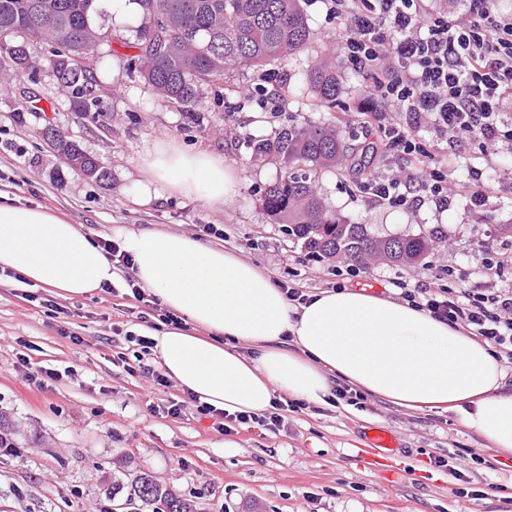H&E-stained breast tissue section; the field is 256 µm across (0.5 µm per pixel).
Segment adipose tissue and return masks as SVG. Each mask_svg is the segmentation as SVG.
Instances as JSON below:
<instances>
[{"instance_id": "ef3b65f1", "label": "adipose tissue", "mask_w": 512, "mask_h": 512, "mask_svg": "<svg viewBox=\"0 0 512 512\" xmlns=\"http://www.w3.org/2000/svg\"><path fill=\"white\" fill-rule=\"evenodd\" d=\"M238 176L223 154L161 139L146 149L135 203L178 194L224 205ZM139 286L183 324L154 333L168 376L228 413L268 411L276 397L323 404L342 381L415 411H453L487 447L512 452V386L487 344L408 302L342 287L289 302L242 256L179 231L118 233ZM0 268L62 297L114 282L90 233L39 206L0 203Z\"/></svg>"}]
</instances>
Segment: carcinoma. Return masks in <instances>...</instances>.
<instances>
[{
  "mask_svg": "<svg viewBox=\"0 0 512 512\" xmlns=\"http://www.w3.org/2000/svg\"><path fill=\"white\" fill-rule=\"evenodd\" d=\"M141 22L128 38L112 28L105 0H0V58L13 71L34 68L30 47L41 45L59 59L56 78L67 89L69 108L81 115L99 112L92 62L98 48L117 41L137 53L126 56L166 107L193 112L200 87L220 90L242 69L282 66L303 52L310 40L304 0H137ZM320 105H336L340 93L336 60L328 52L305 73ZM65 164L95 182L110 178L98 157L63 137L45 132ZM251 160L274 159L282 174L268 185L262 205L276 224L314 256L344 257L362 263L377 258L381 238L367 225L341 218L318 193L310 172L350 167L366 171L371 146L350 143L335 122H294L273 135L248 143ZM433 233L389 237L388 261L415 263L430 251ZM125 493L126 512H194L192 504L147 474L124 485L112 482V497Z\"/></svg>",
  "mask_w": 512,
  "mask_h": 512,
  "instance_id": "carcinoma-1",
  "label": "carcinoma"
}]
</instances>
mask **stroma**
Returning a JSON list of instances; mask_svg holds the SVG:
<instances>
[{"instance_id": "35a3bbf8", "label": "stroma", "mask_w": 512, "mask_h": 512, "mask_svg": "<svg viewBox=\"0 0 512 512\" xmlns=\"http://www.w3.org/2000/svg\"><path fill=\"white\" fill-rule=\"evenodd\" d=\"M327 0H306L311 40L307 51L276 69L277 111L255 95L259 79L246 71L226 80L221 92L202 88L194 115L163 106L151 87L131 74L118 56L103 57L95 71L100 114L91 119L71 112L51 72L47 52L35 48V70L0 89V201L41 205L69 223L82 225L97 241L116 229L184 231L203 243L239 252L275 282L316 293L339 286H365L395 297L397 281L428 282L439 266L454 272L461 288H480L487 258L512 253V189L503 174L512 171V151L484 159L465 151L448 158L455 190L445 206L418 209L376 205L363 198L352 172L316 175L319 193L344 219L369 224L382 237L434 231L433 250L415 265L369 262L357 275L347 260L315 258L274 223L261 205L265 188L280 175L278 165L249 161V139L272 135L292 120H337L365 136L359 110L365 101L363 77L337 68L342 86L335 108L319 106L302 81L324 47L332 22ZM38 98V112L21 113L25 96ZM57 127L111 172L96 183L70 170L42 135ZM171 138L187 149L211 147L236 167L239 184L225 205L206 208L181 197L139 206L130 192L137 162L156 140ZM483 172L488 196L475 212L465 194L471 169ZM133 271L122 268L113 289L95 297L64 298L40 285L0 277V416L14 421V436L25 461L0 454V512H93L109 502L113 479L146 473L192 500L196 512H512V454L484 447L448 412H415L369 396L365 405L308 404L284 414L279 431L255 423L221 433L210 417L175 383L164 386L126 367L145 360L162 369L160 357L141 356L128 335L158 324L155 309L136 300L125 284ZM37 294L30 302L25 292ZM53 299L54 309L42 307ZM125 355L126 364L116 361ZM27 356L28 367L17 364ZM62 371L43 390L30 376L40 368ZM186 401L180 416L155 413L168 399ZM383 426L400 446L381 458L366 443L369 427ZM471 448L483 464L461 463L477 486L491 484L483 497L460 496L459 481L432 469L429 453Z\"/></svg>"}]
</instances>
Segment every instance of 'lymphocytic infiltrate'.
<instances>
[{
    "label": "lymphocytic infiltrate",
    "mask_w": 512,
    "mask_h": 512,
    "mask_svg": "<svg viewBox=\"0 0 512 512\" xmlns=\"http://www.w3.org/2000/svg\"><path fill=\"white\" fill-rule=\"evenodd\" d=\"M342 63L362 74L369 126L398 173L361 187L373 203L413 208L448 202V170L416 135L430 121L437 136L481 154L512 146V13L488 0H465L456 21L435 0H330ZM402 297L452 325L469 328L512 363V289L444 288L400 283Z\"/></svg>",
    "instance_id": "lymphocytic-infiltrate-1"
}]
</instances>
